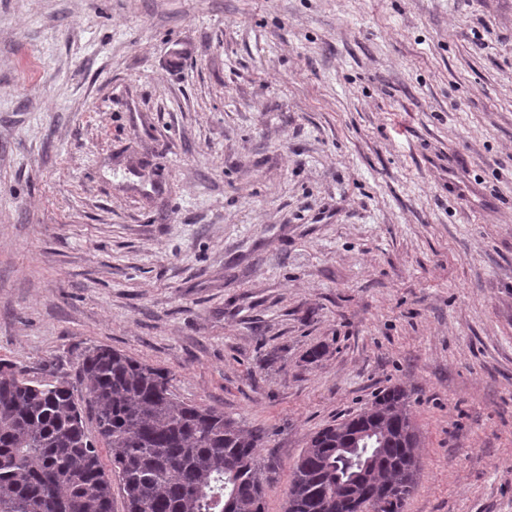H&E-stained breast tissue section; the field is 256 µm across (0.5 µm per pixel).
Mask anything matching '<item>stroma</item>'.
<instances>
[{
	"label": "stroma",
	"mask_w": 512,
	"mask_h": 512,
	"mask_svg": "<svg viewBox=\"0 0 512 512\" xmlns=\"http://www.w3.org/2000/svg\"><path fill=\"white\" fill-rule=\"evenodd\" d=\"M95 346L264 429L266 512L391 385L404 512H512V0H0V359Z\"/></svg>",
	"instance_id": "1"
}]
</instances>
